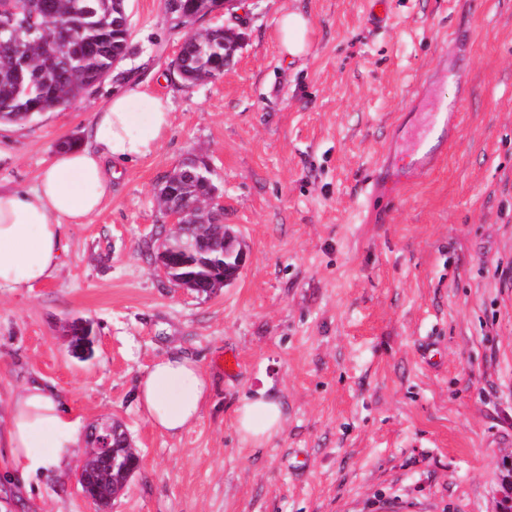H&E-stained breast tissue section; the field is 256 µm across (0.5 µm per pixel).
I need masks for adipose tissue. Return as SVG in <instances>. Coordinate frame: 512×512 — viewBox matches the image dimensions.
<instances>
[{"mask_svg":"<svg viewBox=\"0 0 512 512\" xmlns=\"http://www.w3.org/2000/svg\"><path fill=\"white\" fill-rule=\"evenodd\" d=\"M309 31L303 13H281L282 52L305 54ZM171 125L168 99L129 85L94 113L84 144L52 154L34 187L0 186V289L20 292L54 280L68 251L65 227L90 223L112 197L114 165L154 154ZM209 394L210 378L198 362L170 353L147 367L135 398L152 427L174 437L200 419ZM284 422L281 404L262 391L243 395L234 409V429L251 448L265 447ZM79 443L78 423L54 389L34 382L11 390L0 413V446L25 477L60 466Z\"/></svg>","mask_w":512,"mask_h":512,"instance_id":"adipose-tissue-1","label":"adipose tissue"}]
</instances>
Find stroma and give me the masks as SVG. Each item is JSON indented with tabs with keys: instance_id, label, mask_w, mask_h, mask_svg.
<instances>
[{
	"instance_id": "obj_1",
	"label": "stroma",
	"mask_w": 512,
	"mask_h": 512,
	"mask_svg": "<svg viewBox=\"0 0 512 512\" xmlns=\"http://www.w3.org/2000/svg\"><path fill=\"white\" fill-rule=\"evenodd\" d=\"M131 48L89 94L0 125V184L34 185L59 141L84 139L127 83L169 98L157 151L126 166L91 223L66 227L57 277L0 291V395L34 380L61 393L79 430L121 422L142 466L108 512H496L512 461V0H247L200 20L240 43L222 77L183 87L181 32L163 0H127ZM311 21L287 58L275 21ZM458 58L456 73L440 56ZM432 98L461 101L434 168L397 198L366 185L395 117L420 130ZM202 156L247 257L211 295L176 288L152 258L159 185ZM93 325L81 360L63 326ZM180 352L211 380L200 421L171 438L135 401L139 376ZM285 406L267 447L243 446L238 399ZM82 449L30 490L0 451V512H92Z\"/></svg>"
}]
</instances>
